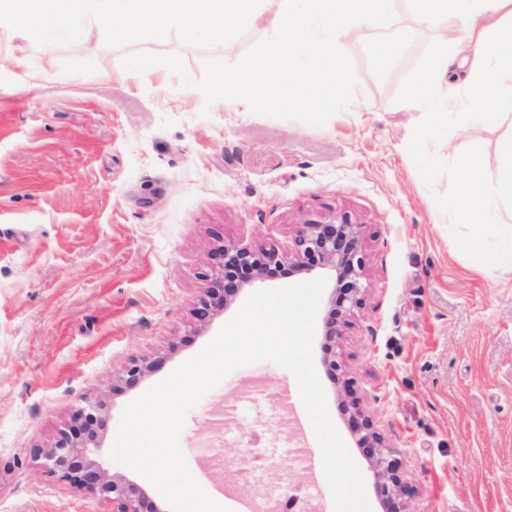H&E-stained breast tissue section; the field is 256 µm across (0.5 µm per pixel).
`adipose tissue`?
Masks as SVG:
<instances>
[{"mask_svg":"<svg viewBox=\"0 0 512 512\" xmlns=\"http://www.w3.org/2000/svg\"><path fill=\"white\" fill-rule=\"evenodd\" d=\"M397 0H0V20H21L20 36L41 42L49 27L67 25L92 36L113 21H125V33L136 37L149 28L164 39L175 28L189 35L226 40L242 27L263 26L266 36L256 70L227 71L213 80L218 97H235L246 107L298 99L324 111L348 88L341 71L322 73L331 49L354 27H384ZM413 19L431 26L448 18L490 14V24L465 29L464 41L474 52L468 71L469 96L475 106L467 122L496 124L501 116L499 80L512 70V0H406ZM452 60L440 53L416 101L420 111L444 118L452 101L448 68ZM500 166L493 186H486L477 162H468L453 195L454 210L466 213L491 197L492 206L480 208L461 245L481 262L512 266V224L499 210L512 211V133L498 143Z\"/></svg>","mask_w":512,"mask_h":512,"instance_id":"obj_1","label":"adipose tissue"}]
</instances>
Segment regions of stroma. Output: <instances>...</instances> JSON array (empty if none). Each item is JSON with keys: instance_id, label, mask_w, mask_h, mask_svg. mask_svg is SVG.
Masks as SVG:
<instances>
[{"instance_id": "stroma-1", "label": "stroma", "mask_w": 512, "mask_h": 512, "mask_svg": "<svg viewBox=\"0 0 512 512\" xmlns=\"http://www.w3.org/2000/svg\"><path fill=\"white\" fill-rule=\"evenodd\" d=\"M467 20L417 25L398 8L385 28L336 45L349 90L329 111L292 100L241 111L210 92L216 74L253 68L264 37L214 42L172 30L92 39L49 29L32 45L0 27V58L23 55L35 81L0 69V512H112L44 472L52 443L82 400H110L104 447L123 409L198 354L246 300L194 332L214 234L287 246L297 224L328 210L366 224L368 292L325 383L331 418L357 465L371 512L382 506L368 454L343 414L357 401L397 450L411 512H512V268L478 263L450 208L469 160L487 179L512 131V71L499 126L435 120L412 106L442 46L466 56ZM377 43L393 54L378 65ZM178 59L179 71L168 68ZM149 75H139L141 66ZM133 355L163 361L113 392ZM292 373L270 361L231 372L190 411L179 436L191 472L223 499L273 492L236 451L314 455L318 443ZM292 482L333 512L319 466Z\"/></svg>"}]
</instances>
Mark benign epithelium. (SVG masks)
Instances as JSON below:
<instances>
[{"instance_id":"1","label":"benign epithelium","mask_w":512,"mask_h":512,"mask_svg":"<svg viewBox=\"0 0 512 512\" xmlns=\"http://www.w3.org/2000/svg\"><path fill=\"white\" fill-rule=\"evenodd\" d=\"M367 261L365 224L345 212L321 215L298 225L286 249L271 242L241 245L219 237L210 252L207 287L193 309L195 327L202 328L222 314L237 291L269 281L281 269L290 275L329 273L333 287L323 318L322 352L323 365L334 380L341 369L336 346L354 311L364 304ZM161 361L160 356H130L112 378V389L136 386ZM347 406L360 444L371 449L370 470L384 512H410L412 490L401 479L397 451L386 444L370 415L354 402ZM106 408L102 398L84 400L73 409L55 442L33 449V456L42 460L46 473L112 503V512H164L141 485L103 467L106 448L101 431L109 421Z\"/></svg>"}]
</instances>
